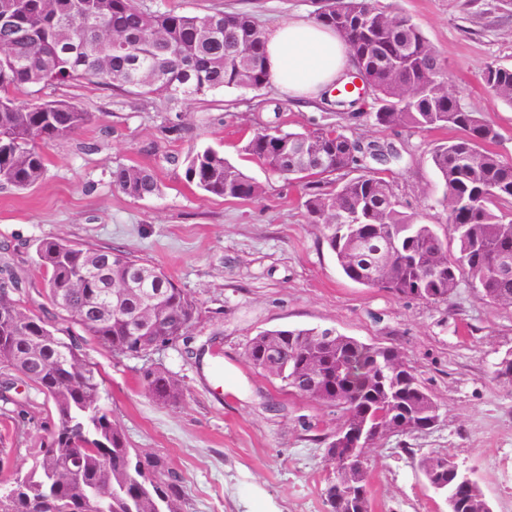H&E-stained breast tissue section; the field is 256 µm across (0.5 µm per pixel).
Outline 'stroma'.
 <instances>
[{
  "label": "stroma",
  "instance_id": "obj_1",
  "mask_svg": "<svg viewBox=\"0 0 512 512\" xmlns=\"http://www.w3.org/2000/svg\"><path fill=\"white\" fill-rule=\"evenodd\" d=\"M204 15L250 14L260 27L302 14L315 18L325 0H137ZM410 16L436 48L461 103L498 126L497 152L512 157V108L494 101L480 75L492 63L512 65V0H377ZM37 97L67 99L95 118L79 135L44 149L43 180L26 191L0 187V261L22 282L28 312L52 309L34 265L40 240L59 237L118 250L160 267L201 311L188 343L143 356H115L87 346L104 380L101 403L129 447L165 458L186 487L184 512H325L332 471L319 435L336 415L318 401L290 394L255 370L246 341L272 329L335 328L364 343L398 349L440 406L437 427L391 436L369 452L374 512H447L416 466L444 451L474 471L494 512H512V384L492 374L512 351V307L480 300L460 282L444 303L402 299L349 280L315 225L304 183L270 175L240 153L254 131L276 126L302 132L340 127L351 139L392 144L400 158L390 178L408 212L446 232L444 185L430 161L446 130L418 132L379 125L370 102L359 109L318 100L293 101L274 87L224 89L185 102L190 131L171 141L155 99L84 81L38 87ZM213 147L263 187L255 199L209 196L166 161L188 145ZM150 165L159 196L136 199L112 186L117 165ZM159 366L184 388L167 406L140 386ZM0 401V443L14 455L0 484L25 474L54 428L50 405L34 384L10 375Z\"/></svg>",
  "mask_w": 512,
  "mask_h": 512
}]
</instances>
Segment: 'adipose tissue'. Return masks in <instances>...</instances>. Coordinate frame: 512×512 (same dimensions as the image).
<instances>
[{
    "label": "adipose tissue",
    "instance_id": "obj_1",
    "mask_svg": "<svg viewBox=\"0 0 512 512\" xmlns=\"http://www.w3.org/2000/svg\"><path fill=\"white\" fill-rule=\"evenodd\" d=\"M265 51L272 83L289 99L322 98L348 80L347 46L334 29L308 18L270 28Z\"/></svg>",
    "mask_w": 512,
    "mask_h": 512
}]
</instances>
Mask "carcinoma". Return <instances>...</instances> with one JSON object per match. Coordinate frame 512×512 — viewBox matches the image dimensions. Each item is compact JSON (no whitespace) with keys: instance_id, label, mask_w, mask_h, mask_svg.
<instances>
[{"instance_id":"obj_1","label":"carcinoma","mask_w":512,"mask_h":512,"mask_svg":"<svg viewBox=\"0 0 512 512\" xmlns=\"http://www.w3.org/2000/svg\"><path fill=\"white\" fill-rule=\"evenodd\" d=\"M0 185L18 191L45 174L42 148L73 137L94 115L67 100L45 101L30 88L82 78L130 94L155 98L172 110L183 100L224 88L261 91L270 83L264 36L247 14L187 15L151 11L136 0H0ZM349 46L355 64L371 77L378 124L420 131L451 129L431 161L444 182L448 232L404 211L390 179L350 176L370 160L394 161L393 146L362 143L338 127L309 132L255 131L241 147L248 160L284 179L308 178L304 202L351 281L431 303L446 302L462 279L479 299L512 307V160L490 148L495 125L462 106L435 48L406 15L387 13L372 0H337L318 15ZM85 45L80 52L73 51ZM482 82L512 107V65H489ZM167 162L184 166V179L208 195L253 199L261 188L220 152L188 146ZM335 179L336 189L321 184ZM112 186L137 199L158 195L156 171L118 165ZM396 240L387 252L385 232ZM48 296L63 320L82 334L70 341L58 328L26 311L12 268L0 266V366L31 381L51 402L57 424L41 442L32 468L0 488V512H182L181 480L161 457L130 448L100 404L103 379L84 345L138 356L158 341L176 343L199 316L190 296L160 268L114 251L93 250L59 238L36 249ZM136 280L128 292L108 281ZM149 309L152 326L136 320ZM258 372L279 379L291 393L336 409L334 433L324 437L325 462L336 466L334 439L348 431L389 425L402 435L439 420V406L396 348L315 329L259 333L244 346ZM145 392L161 404L183 398L180 382L160 367L140 375ZM84 451L72 483L58 479L71 466V440ZM446 452L419 457L427 486L444 493L448 512H487L478 484H464L448 469ZM326 512H372L368 460L348 462L345 482L327 483Z\"/></svg>"}]
</instances>
